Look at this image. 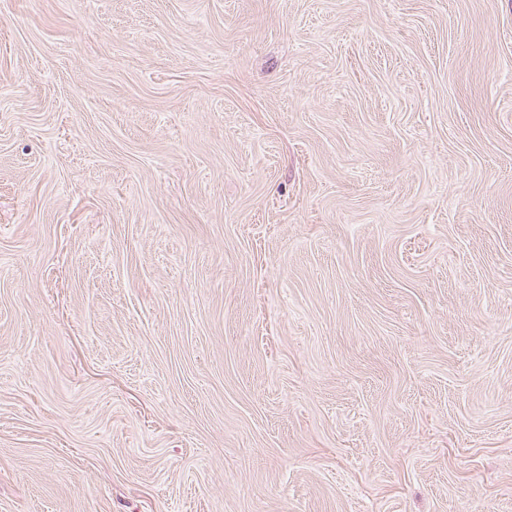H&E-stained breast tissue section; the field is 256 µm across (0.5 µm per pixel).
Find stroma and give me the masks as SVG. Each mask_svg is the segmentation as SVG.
Here are the masks:
<instances>
[{
    "instance_id": "obj_1",
    "label": "stroma",
    "mask_w": 512,
    "mask_h": 512,
    "mask_svg": "<svg viewBox=\"0 0 512 512\" xmlns=\"http://www.w3.org/2000/svg\"><path fill=\"white\" fill-rule=\"evenodd\" d=\"M0 512H512V0H0Z\"/></svg>"
}]
</instances>
